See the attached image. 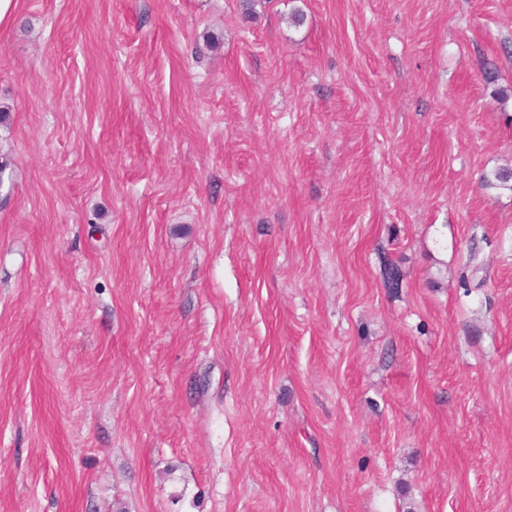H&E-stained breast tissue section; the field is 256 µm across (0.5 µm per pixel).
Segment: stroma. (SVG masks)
<instances>
[{
	"label": "stroma",
	"instance_id": "1",
	"mask_svg": "<svg viewBox=\"0 0 512 512\" xmlns=\"http://www.w3.org/2000/svg\"><path fill=\"white\" fill-rule=\"evenodd\" d=\"M0 110V512H512V0H18Z\"/></svg>",
	"mask_w": 512,
	"mask_h": 512
}]
</instances>
